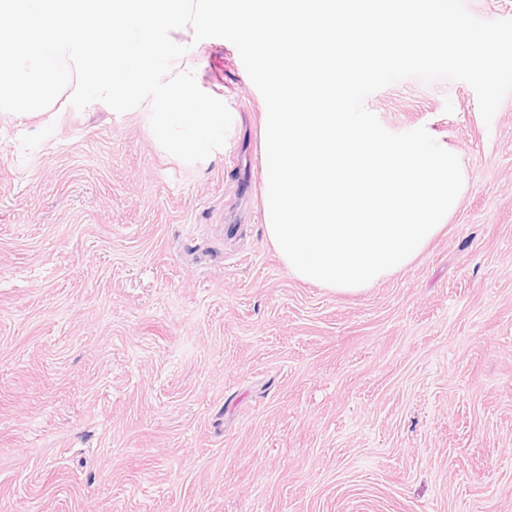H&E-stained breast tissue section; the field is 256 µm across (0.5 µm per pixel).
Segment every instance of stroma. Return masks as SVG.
Listing matches in <instances>:
<instances>
[{"mask_svg":"<svg viewBox=\"0 0 512 512\" xmlns=\"http://www.w3.org/2000/svg\"><path fill=\"white\" fill-rule=\"evenodd\" d=\"M228 106L187 164L150 105L0 112V512H512V93L365 101L466 185L448 228L358 295L262 230L264 99L229 41L175 37Z\"/></svg>","mask_w":512,"mask_h":512,"instance_id":"stroma-1","label":"stroma"}]
</instances>
